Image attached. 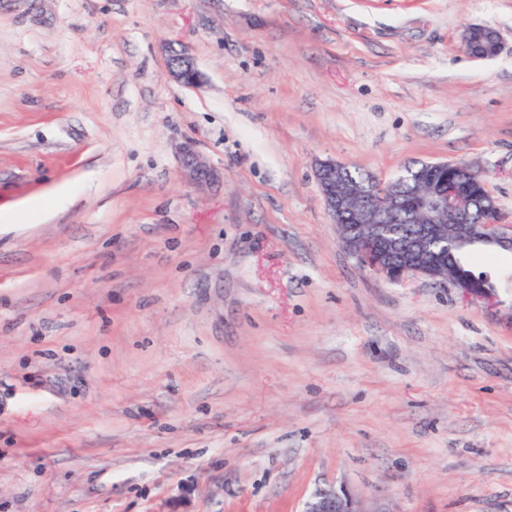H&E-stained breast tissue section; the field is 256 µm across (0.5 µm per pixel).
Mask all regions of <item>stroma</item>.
<instances>
[{"label": "stroma", "mask_w": 512, "mask_h": 512, "mask_svg": "<svg viewBox=\"0 0 512 512\" xmlns=\"http://www.w3.org/2000/svg\"><path fill=\"white\" fill-rule=\"evenodd\" d=\"M327 159L512 225V0H0V512H512V253L486 303L370 271ZM461 43L465 52L475 59H491L499 51L498 33L486 26L470 25L466 27L461 35ZM477 44L484 45V52L480 55H473L471 48ZM179 55L181 58L180 64L171 69L173 77L186 86H197L201 82V75L194 60L184 50H181ZM181 167L184 178L197 187H207L220 179L219 173L210 167L191 144L181 149ZM304 512H390L382 503L366 506L352 498L343 488L336 486L316 489L304 506Z\"/></svg>", "instance_id": "35a3bbf8"}]
</instances>
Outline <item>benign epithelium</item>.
I'll list each match as a JSON object with an SVG mask.
<instances>
[{"instance_id":"7a95c632","label":"benign epithelium","mask_w":512,"mask_h":512,"mask_svg":"<svg viewBox=\"0 0 512 512\" xmlns=\"http://www.w3.org/2000/svg\"><path fill=\"white\" fill-rule=\"evenodd\" d=\"M466 53L477 44L484 45L480 59H491L498 54L499 36L490 27L470 25L461 35ZM180 64L171 69L173 77L180 83L194 87L201 82V75L188 53L179 52ZM181 167L184 178L197 187H207L220 179L219 173L210 167L195 148L186 144L181 149ZM348 166L335 160H324L317 164L315 177L319 184L324 204L331 218L350 220L339 224L337 229L341 243L347 247L368 269L381 273L392 280L409 274L423 275L448 282L443 270L448 268V257L453 250L467 243L482 240L503 250L512 251V234L501 231V225L474 224L471 221L465 196L469 188L479 185L489 202V195L482 174L466 162H439L432 164V178L436 189L420 196L416 201L419 219L412 228L399 235L388 231L387 216L400 205V179L383 184L371 181L364 185L355 201L350 196L336 193V179L343 178ZM448 215L449 226L439 224L441 215ZM448 229V248L432 249L431 244ZM467 298L476 301L492 298L485 280L474 277L468 281L453 282ZM304 512H390L382 503L370 506L352 498L343 488L335 486L316 489L304 506Z\"/></svg>"}]
</instances>
